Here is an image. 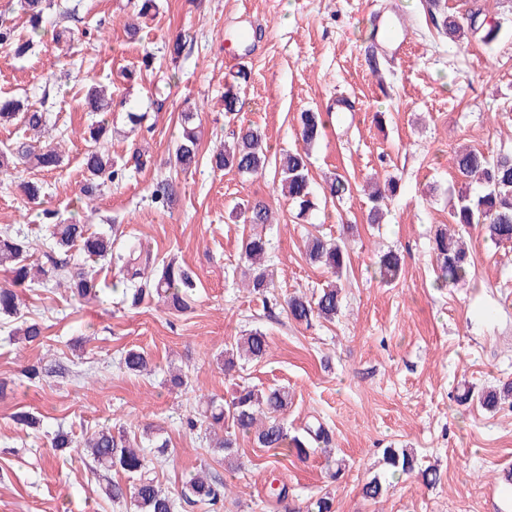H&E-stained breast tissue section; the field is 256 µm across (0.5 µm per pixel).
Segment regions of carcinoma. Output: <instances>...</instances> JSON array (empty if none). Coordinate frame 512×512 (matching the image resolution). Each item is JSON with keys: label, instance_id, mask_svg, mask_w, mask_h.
Wrapping results in <instances>:
<instances>
[{"label": "carcinoma", "instance_id": "carcinoma-1", "mask_svg": "<svg viewBox=\"0 0 512 512\" xmlns=\"http://www.w3.org/2000/svg\"><path fill=\"white\" fill-rule=\"evenodd\" d=\"M18 9L27 17L30 34L24 38L16 33L6 21L0 22V47L10 50L17 58L26 56L32 49L33 37L40 34L45 13L54 7L52 0H16ZM130 5L136 12V21L127 23L126 33L135 38L142 25L152 19L158 10L157 0H132ZM429 9L436 26L449 37L460 41L476 34L489 45L498 37V29L483 27L478 22L480 12H475L467 20L459 21L441 10L440 0H429ZM87 104L92 112H108L112 99L106 97L105 90L91 82L87 88ZM196 113H181L182 135L174 151L169 156V165L186 170L197 163L199 144L194 127ZM19 120L28 130L39 136L44 128L42 112L32 109L15 98L0 97V124ZM332 121L331 113L303 112L299 118V136L303 148L288 150L278 161L281 192L289 201L299 207L304 215L314 209V190L308 170V153L304 147L318 141L327 125ZM110 128L101 119L87 127L84 139L92 148L87 150L85 169L87 176L82 186L85 197L92 199L107 182L119 180L124 170L114 166L112 157L101 149V144L109 137ZM61 162L58 146L46 144L37 147L22 142L8 149H0V170H19L21 167L50 169ZM216 169L235 170L243 175H255L264 170L268 163L264 135L254 128H242L233 140L215 151L211 156ZM453 165L461 178L474 181L479 190L473 192L465 187L458 192L451 210L452 226L446 225L436 230L432 239V256L438 271L437 287L448 284L465 285L473 277L474 262L465 248L463 238L474 227H478L484 237L496 246L512 244V152H499L489 156L482 152L465 148L457 152ZM397 191V181L393 178L383 185L371 182L368 220L371 224L380 223L387 201ZM324 196L341 200L351 193L349 182L340 174L325 181ZM177 198L173 182L163 180L156 184L152 201L162 208H171ZM246 224H270L272 212L265 202L255 200L241 209ZM50 236L53 248L46 254L49 267H34L26 263V249L29 243L21 233L4 230L0 233V267L12 273L11 283L0 286V314L15 316L18 313L16 288H26L36 281L56 279L57 284L72 290L73 295L85 299L96 294L95 277L86 271H71L67 262L59 258L75 245L81 246L88 258L109 261L122 275V294L138 306L144 299L157 297L171 311L183 313L190 309V300L196 288L192 273L173 262L156 266V257L141 243L128 242L123 249L112 248L111 240L88 232L85 224H52ZM269 249L268 240L260 236H250L242 244L245 260L252 265L264 262ZM305 257L312 264L325 266L341 279L347 269L348 252L341 238L332 241L319 236H310L305 242ZM403 270L399 254L387 251L380 254L376 262V272L383 283L391 284L400 278ZM341 287L331 283L316 297L295 293L288 297L286 306L289 317L298 324L309 325L314 319L332 320L340 312ZM269 342L266 334L253 329L237 343L236 349L224 352V372L229 373L238 367L237 359L258 361L267 355ZM123 363L127 370L135 373L149 371V361L144 353L130 349L125 353ZM512 397V382L499 389L474 393L465 388L459 395V402L466 403L474 398L487 408L497 407L501 401ZM288 407V391L280 388L258 390L241 386L231 399L223 404L213 400L206 402L201 416L189 415L185 425L195 430L203 425L212 428L230 422L224 439L215 447L224 450V457L230 459L237 452V435H252L262 448H283L305 459L313 448L329 447L331 436L321 424L308 425L300 434L291 435L281 418ZM79 447L92 458L99 470L108 473L122 470L133 478L127 487L109 478H103L102 489L107 498L116 504L131 500L138 512H174L175 501L163 493L155 480L148 474V464L140 449L130 445L124 432H113L101 428L86 438ZM386 463L395 471L404 474L415 469V458L407 451L389 448L386 450ZM180 498L186 504L206 501L216 505L224 501V481L210 478L201 471L182 484Z\"/></svg>", "mask_w": 512, "mask_h": 512}]
</instances>
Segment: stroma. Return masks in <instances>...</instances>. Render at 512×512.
<instances>
[{"label":"stroma","instance_id":"1","mask_svg":"<svg viewBox=\"0 0 512 512\" xmlns=\"http://www.w3.org/2000/svg\"><path fill=\"white\" fill-rule=\"evenodd\" d=\"M54 2L26 58L0 48V97L43 111L45 138L60 144L62 161L49 171L0 175V230L26 234L35 265L44 261L52 224L88 225L118 249L131 234L158 260L188 267L197 288L183 313L150 299L133 307L115 287L118 271L74 248L69 266L95 270V297L80 302L48 284L20 290L18 315L0 317V512H127L103 494L90 458L49 445L57 431L79 442L103 426L123 429L144 449L151 446L145 428L160 429L167 453L148 462L170 496L200 469L226 483L223 507L178 502L176 512H288L325 494L335 512H502L494 485L512 466V399L488 409L475 400L459 404L456 395L464 386L512 382V246L495 247L471 231V282L439 288L430 240L450 223L462 184L455 151H512V0H447L455 16L478 10L499 25L490 45L438 34L428 0H158L137 42L124 30L127 0ZM396 13L409 26L405 52L375 53V17ZM65 27L76 38L63 54L55 32ZM244 28L252 34L246 43L236 38ZM179 34L186 43L175 57L168 44ZM147 51L154 64L145 71ZM241 68L250 74L239 87L243 108L228 119L224 93ZM127 71L136 80H125ZM85 79L112 93L106 149L128 166L121 182L105 184L92 200L81 191L83 133L97 118L84 100ZM341 97L352 116L327 127L308 163L314 189L336 173L350 182L343 201L317 197L302 217L281 195L274 164L252 176L212 169L211 150L239 126L265 134L275 157L300 146V113L333 111ZM187 110L199 117V160L181 172L168 156ZM130 112L146 115L134 132ZM137 149L147 163L136 169L128 161ZM374 174L399 186L378 224L366 221L362 191ZM163 179L177 186L170 210L151 200ZM23 181L41 185L37 202L27 201ZM255 199L269 205L272 223L256 229L231 218L235 204ZM344 224L357 230L346 240L340 313L308 326L291 321L286 297L319 291L332 278L306 260L305 239H336ZM256 230L271 246L273 285L264 294L243 282L242 241ZM390 249L404 269L387 285L373 269L378 252ZM34 321L44 327L40 341L16 336ZM255 328L266 334L268 354L225 373L224 349ZM131 348L145 353L151 373L124 367ZM35 363L48 371L31 381L25 370ZM177 371L180 387L170 382ZM243 384L288 390L289 433L322 422L333 435L332 457L314 452L301 461L242 435L241 467L230 470L204 430H188L184 421L207 399L224 402ZM20 409L36 417L34 427L13 422ZM387 448L413 450L420 467L439 470L440 481L428 486L418 473H391L382 461ZM375 477L385 492L373 500L363 487ZM274 478L287 486L286 501L269 496Z\"/></svg>","mask_w":512,"mask_h":512}]
</instances>
